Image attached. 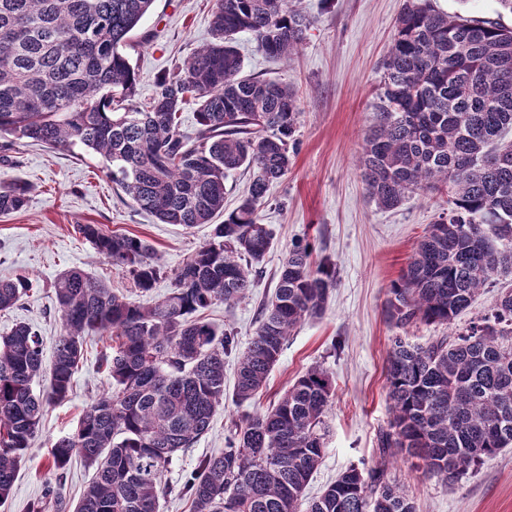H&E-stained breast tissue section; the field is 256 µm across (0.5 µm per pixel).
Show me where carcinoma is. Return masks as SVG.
<instances>
[{"mask_svg":"<svg viewBox=\"0 0 512 512\" xmlns=\"http://www.w3.org/2000/svg\"><path fill=\"white\" fill-rule=\"evenodd\" d=\"M155 0H0V135L57 151L75 146L104 169L138 209L162 224L212 225L209 240L174 274L162 298L140 303L93 274L70 269L54 282L62 313L50 385L34 387L42 339L19 322L0 336V503L45 408L67 398L89 334L112 338L102 356L112 387L92 400L76 432L50 448L64 471L76 458L93 475L73 512H160L172 493L191 512H301L303 491L324 454L331 373L313 367L274 407L245 415L226 446L179 489L164 481L177 453L208 433L224 405L231 333L195 317L216 302L245 299L273 235L260 211L291 165L299 112L295 89L246 76L235 36L288 59L312 21L296 0H216L212 40L164 73L139 103L126 47ZM380 105L358 168L369 198L396 208L415 191L446 197L448 216L428 226L399 278L386 319L401 327L449 326L480 288L512 276V29L450 16L427 0H404L383 62ZM190 107L195 126L183 129ZM250 172L247 193L224 213L227 179ZM29 187L0 186V213L22 209ZM222 216L224 221L214 223ZM77 232L142 293L162 268L147 241L79 224ZM336 273L309 244L289 249L275 292L242 354L236 402L266 384L292 330L323 311ZM29 283L0 279V311ZM392 417L380 461L352 467L307 512H416L386 465L423 461L443 482L512 447V283L466 332L426 345L394 336L385 366Z\"/></svg>","mask_w":512,"mask_h":512,"instance_id":"obj_1","label":"carcinoma"}]
</instances>
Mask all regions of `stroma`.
Wrapping results in <instances>:
<instances>
[{"mask_svg":"<svg viewBox=\"0 0 512 512\" xmlns=\"http://www.w3.org/2000/svg\"><path fill=\"white\" fill-rule=\"evenodd\" d=\"M404 0H302L311 28L292 59L273 61L259 52L250 35L237 47L246 73L280 79L296 87L300 115L288 174L274 183L261 212L273 231L248 297L235 305L216 303L205 312L219 329L238 339L239 348L224 358V404L210 430L178 453L166 474L179 485L205 457L225 444L241 415L277 403L294 379L320 366L336 381V395L326 421L324 457L303 493L319 497L348 468L366 470L378 458V436L390 419L385 362L391 339L401 336L425 344L454 331L465 332L488 314L499 284L482 288L452 327L412 324L403 328L384 316L388 289L405 268L428 225L436 223L444 204L427 192L412 194L399 207L385 210L369 200L356 165L383 84L382 63L392 44L394 24ZM448 14L489 19L512 28V14L497 0H431ZM215 0H155L152 11L132 35L127 53L137 73V99L146 101L158 76L183 61L210 39L209 18ZM28 183L21 210L0 214V279L28 276L32 286L13 308L0 311V334L16 323L36 327L43 338V366L51 368L61 317L51 284L69 268L103 279L112 290L130 294L131 277L108 263L79 237L78 224L137 236L155 249L166 272L152 292L164 296L169 276L205 241L210 226L191 230L160 224L120 194L97 156L73 149L52 151L16 143L0 160V181ZM308 243L315 260L336 268V284L318 317L303 321L289 336L279 362L254 400L236 404L234 386L240 350L258 327V314L271 298L289 247ZM110 340L92 335L74 375L69 397L45 412L39 432L21 463L12 492L0 512H29L48 485L59 482L67 503H75L92 477L81 461L57 474L50 448L76 431L87 405L110 387L100 354ZM387 475L403 485L416 512H512V448L470 469L451 482L427 478L415 458L390 460Z\"/></svg>","mask_w":512,"mask_h":512,"instance_id":"35a3bbf8","label":"stroma"}]
</instances>
